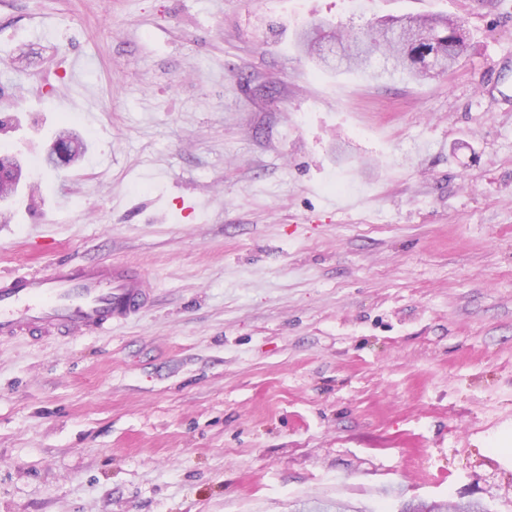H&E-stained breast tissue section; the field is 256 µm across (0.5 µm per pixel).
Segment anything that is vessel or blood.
I'll list each match as a JSON object with an SVG mask.
<instances>
[{"label":"vessel or blood","instance_id":"vessel-or-blood-1","mask_svg":"<svg viewBox=\"0 0 512 512\" xmlns=\"http://www.w3.org/2000/svg\"><path fill=\"white\" fill-rule=\"evenodd\" d=\"M151 305L146 275L124 264L60 262L45 272H0V340L99 332Z\"/></svg>","mask_w":512,"mask_h":512}]
</instances>
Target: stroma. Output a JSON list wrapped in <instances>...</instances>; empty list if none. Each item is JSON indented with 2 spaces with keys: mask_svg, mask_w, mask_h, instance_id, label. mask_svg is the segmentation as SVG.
Masks as SVG:
<instances>
[{
  "mask_svg": "<svg viewBox=\"0 0 512 512\" xmlns=\"http://www.w3.org/2000/svg\"><path fill=\"white\" fill-rule=\"evenodd\" d=\"M429 14L435 79L296 46ZM0 152V272L153 295L0 341V512H512V0H0ZM403 512H489L486 505L480 501H467V502H451L448 505H441L437 503L426 504L419 503L406 504Z\"/></svg>",
  "mask_w": 512,
  "mask_h": 512,
  "instance_id": "stroma-1",
  "label": "stroma"
}]
</instances>
